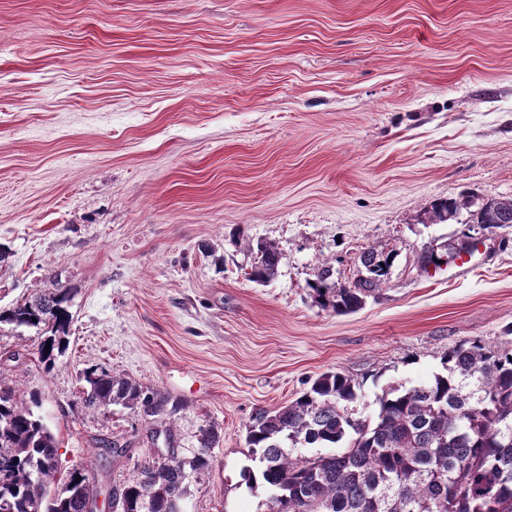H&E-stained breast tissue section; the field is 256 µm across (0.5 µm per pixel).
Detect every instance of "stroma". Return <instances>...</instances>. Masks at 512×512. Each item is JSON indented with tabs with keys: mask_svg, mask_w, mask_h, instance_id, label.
Here are the masks:
<instances>
[{
	"mask_svg": "<svg viewBox=\"0 0 512 512\" xmlns=\"http://www.w3.org/2000/svg\"><path fill=\"white\" fill-rule=\"evenodd\" d=\"M468 196L512 198V0H0V308L61 288L73 315L50 369L40 329L0 323V372L103 496L211 426L183 512H268L241 477L256 411L341 371L364 418L449 348L512 341V228L467 272L417 267L469 218L425 207ZM257 241L280 252L265 284ZM367 249L393 258L382 289L353 314L314 303ZM91 367L163 414L82 412ZM462 206H470V202H458L453 198L437 199L430 204V208L427 209L426 215L428 222L427 224H440L448 222V220L456 218L459 214Z\"/></svg>",
	"mask_w": 512,
	"mask_h": 512,
	"instance_id": "stroma-1",
	"label": "stroma"
}]
</instances>
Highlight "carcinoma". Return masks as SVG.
<instances>
[{
	"label": "carcinoma",
	"instance_id": "obj_1",
	"mask_svg": "<svg viewBox=\"0 0 512 512\" xmlns=\"http://www.w3.org/2000/svg\"><path fill=\"white\" fill-rule=\"evenodd\" d=\"M464 206L470 202L437 199L426 211L428 223L454 219ZM468 223L511 228L512 199L479 204ZM256 249L251 279L266 283L277 274L279 251L264 242ZM359 261L365 274L352 288L330 282L332 267L322 269L309 284L316 303L338 314L361 309L386 283L391 264L370 249ZM67 302L59 288L42 291L0 311V323L44 327L39 354L52 363L69 344ZM82 380L86 413L150 402L140 383L105 370H86ZM359 390L350 376L326 372L289 404L252 417L246 443L261 467L242 477L248 487L270 492L269 512H512V346L456 345L429 380L384 391L376 413L364 420L349 412ZM36 405L37 397L18 398L0 374V512H88L86 502L99 486L87 467L67 472L61 491L48 494L60 455ZM219 439L207 428L193 456L168 453L139 465L120 495L124 512H173L189 474L209 466L207 450ZM298 442L336 452L294 459L288 444Z\"/></svg>",
	"mask_w": 512,
	"mask_h": 512
}]
</instances>
